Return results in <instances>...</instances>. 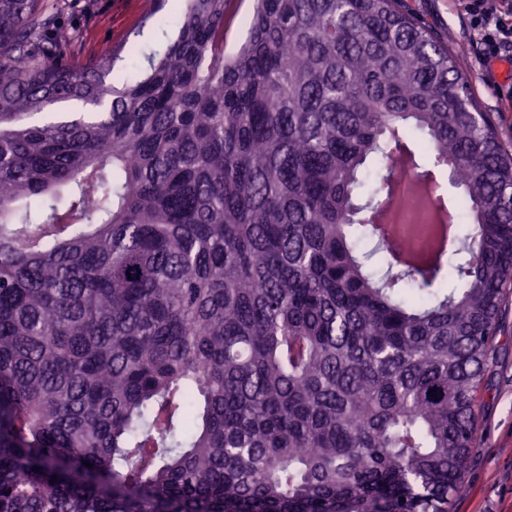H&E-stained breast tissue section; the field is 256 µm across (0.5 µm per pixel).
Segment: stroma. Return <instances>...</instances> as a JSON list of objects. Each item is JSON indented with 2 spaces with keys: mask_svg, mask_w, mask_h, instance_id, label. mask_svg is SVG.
Listing matches in <instances>:
<instances>
[{
  "mask_svg": "<svg viewBox=\"0 0 512 512\" xmlns=\"http://www.w3.org/2000/svg\"><path fill=\"white\" fill-rule=\"evenodd\" d=\"M449 47H464L461 65L471 91L484 112L494 113L504 142L512 144V107L499 92L511 86L501 68L486 70L469 49L470 29L457 0H404ZM149 0H80L59 13V27L72 34L71 53L84 61L103 46L120 47L150 9ZM478 434L462 479L463 496L454 512H512V297L504 306L497 349L483 380Z\"/></svg>",
  "mask_w": 512,
  "mask_h": 512,
  "instance_id": "35a3bbf8",
  "label": "stroma"
}]
</instances>
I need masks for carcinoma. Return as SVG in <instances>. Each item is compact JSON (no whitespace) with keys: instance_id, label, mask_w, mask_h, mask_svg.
<instances>
[{"instance_id":"carcinoma-1","label":"carcinoma","mask_w":512,"mask_h":512,"mask_svg":"<svg viewBox=\"0 0 512 512\" xmlns=\"http://www.w3.org/2000/svg\"><path fill=\"white\" fill-rule=\"evenodd\" d=\"M151 2L155 44L73 64L0 0V512H451L512 291L463 49L402 0H254L227 57L228 0ZM446 160L425 263L378 218Z\"/></svg>"}]
</instances>
